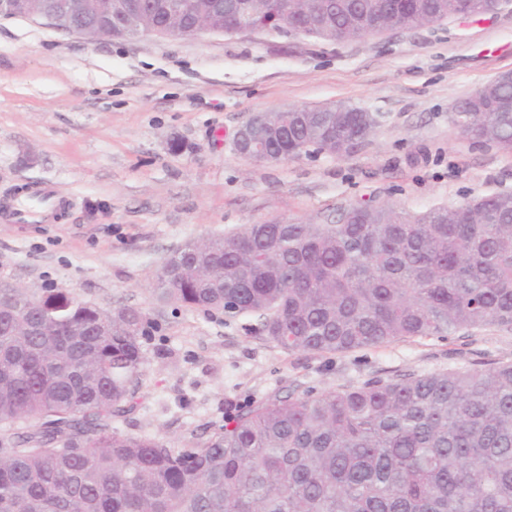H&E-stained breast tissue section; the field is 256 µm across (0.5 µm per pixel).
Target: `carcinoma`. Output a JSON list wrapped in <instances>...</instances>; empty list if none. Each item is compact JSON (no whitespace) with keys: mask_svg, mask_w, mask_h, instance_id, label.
Masks as SVG:
<instances>
[{"mask_svg":"<svg viewBox=\"0 0 512 512\" xmlns=\"http://www.w3.org/2000/svg\"><path fill=\"white\" fill-rule=\"evenodd\" d=\"M146 6L170 21L166 0ZM189 23L228 18L187 0ZM346 43L492 12V0H248ZM288 157L349 155L375 133L347 106L276 112ZM512 151V116L464 112ZM159 298L253 320L286 350L343 353L416 336L512 330V192L411 214L360 202L329 224H247L174 251ZM41 325L36 335L17 323ZM145 313L63 290L0 289V512H512V362L373 381L237 410L191 448L112 426L133 408Z\"/></svg>","mask_w":512,"mask_h":512,"instance_id":"obj_1","label":"carcinoma"}]
</instances>
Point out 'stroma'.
Returning a JSON list of instances; mask_svg holds the SVG:
<instances>
[{"mask_svg": "<svg viewBox=\"0 0 512 512\" xmlns=\"http://www.w3.org/2000/svg\"><path fill=\"white\" fill-rule=\"evenodd\" d=\"M512 71V2L435 27L336 44L255 34L91 41L0 17V203L49 185L48 224L0 219V283L141 308L155 330L125 433L189 448L230 409L373 380L512 361V330L412 337L346 353L287 351L245 319L153 292L185 242L246 224L334 221L373 201L411 213L512 192V152L479 145L451 106ZM343 103L378 120L350 155L262 163L238 154L254 114Z\"/></svg>", "mask_w": 512, "mask_h": 512, "instance_id": "obj_1", "label": "stroma"}]
</instances>
